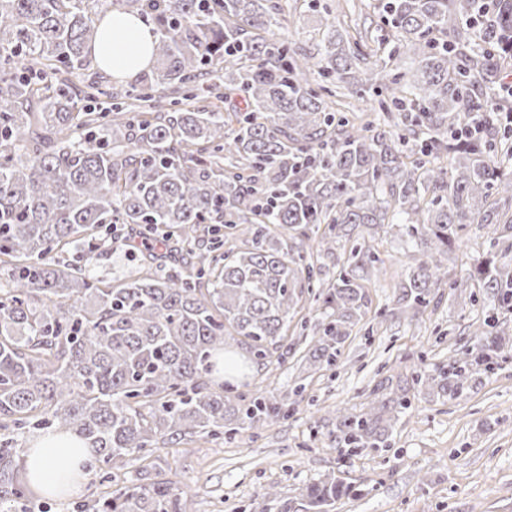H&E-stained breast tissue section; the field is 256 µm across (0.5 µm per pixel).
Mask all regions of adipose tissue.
Returning a JSON list of instances; mask_svg holds the SVG:
<instances>
[{"instance_id":"ef3b65f1","label":"adipose tissue","mask_w":512,"mask_h":512,"mask_svg":"<svg viewBox=\"0 0 512 512\" xmlns=\"http://www.w3.org/2000/svg\"><path fill=\"white\" fill-rule=\"evenodd\" d=\"M100 27L107 35L94 43L92 52L113 77L130 80L150 67L155 41L151 27L138 18L119 13L108 15ZM34 448L37 457L34 479L48 489L58 485L60 462L72 464L88 454L87 445L70 434L41 437Z\"/></svg>"}]
</instances>
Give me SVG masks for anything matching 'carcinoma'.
I'll use <instances>...</instances> for the list:
<instances>
[{
	"label": "carcinoma",
	"instance_id": "1",
	"mask_svg": "<svg viewBox=\"0 0 512 512\" xmlns=\"http://www.w3.org/2000/svg\"><path fill=\"white\" fill-rule=\"evenodd\" d=\"M392 38L369 40L322 17L315 52L263 33L279 0H0V512H30L41 487L23 471L35 431L70 433L89 468L111 473L187 437L230 443L288 418L296 401L233 394L206 379L234 342L270 364L303 296L322 320L304 359L337 364L366 315L383 263L354 247L335 282L312 258L339 239L398 228L411 243L394 316L416 317L441 288L478 286L512 314V126L461 137L482 112L502 56H512V0H381ZM155 25L150 72L120 96L63 77L94 69L89 48L109 12ZM213 80L244 107L186 108ZM375 95L382 116L357 126L333 100ZM122 98L90 112L82 98ZM398 111V121L389 114ZM446 156L450 167L434 160ZM167 228L150 257L161 276L105 282L51 254L96 249L113 225ZM327 229L320 230L321 225ZM469 224L498 252L448 281V250ZM215 273L203 287L206 272ZM479 340L411 374L412 388L461 400L512 351L488 316ZM409 388L377 382L356 409L336 406L331 447H391ZM347 493L331 477L290 497L275 486L259 512H333ZM168 480L103 491L81 512H185Z\"/></svg>",
	"mask_w": 512,
	"mask_h": 512
}]
</instances>
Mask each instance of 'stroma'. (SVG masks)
Here are the masks:
<instances>
[{"label":"stroma","instance_id":"obj_1","mask_svg":"<svg viewBox=\"0 0 512 512\" xmlns=\"http://www.w3.org/2000/svg\"><path fill=\"white\" fill-rule=\"evenodd\" d=\"M316 1L330 5L337 26L354 24L359 8L374 38L389 33L378 0H288L275 35L313 48ZM376 241L384 265L369 290L372 304L364 319L372 336L351 337L332 369L306 371L293 351L266 366L250 364L233 381L241 393L296 395V413L257 438L245 431L231 444L184 440L150 457L151 473L181 488L186 512H258L264 488L275 484L294 496L330 476L351 488L336 512H512V353L465 401L417 393L412 412L394 427L390 451L366 449L343 457L330 448L336 405L360 406L379 379L406 377L420 363H446L450 350L472 343L470 324L491 313L489 302L473 303L467 292L447 288L439 304L413 321L393 318L408 249L394 234L379 233ZM490 251L489 228L469 225L448 254L449 275L473 268ZM144 256L128 236L116 234L86 267L94 277L120 280Z\"/></svg>","mask_w":512,"mask_h":512}]
</instances>
